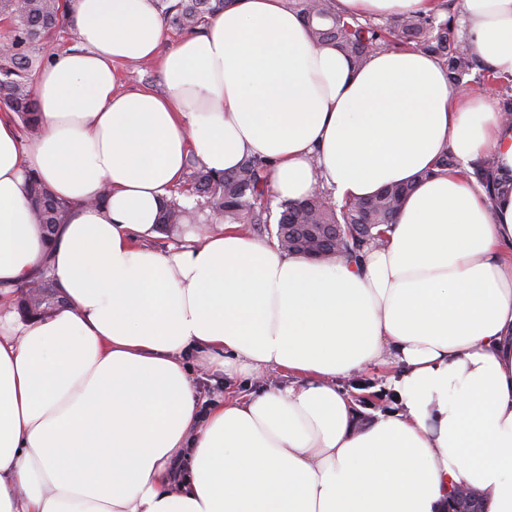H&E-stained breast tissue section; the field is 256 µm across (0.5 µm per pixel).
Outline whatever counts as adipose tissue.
<instances>
[{"instance_id":"ef3b65f1","label":"adipose tissue","mask_w":512,"mask_h":512,"mask_svg":"<svg viewBox=\"0 0 512 512\" xmlns=\"http://www.w3.org/2000/svg\"><path fill=\"white\" fill-rule=\"evenodd\" d=\"M67 11L83 49L36 73L39 136L0 114V512H448L455 485L512 512V191L471 175L489 155L512 175L499 101L418 50L353 67L286 0H235L166 53L154 0ZM459 21L512 79V0H462ZM119 62L158 63L162 91L121 88ZM444 148L459 164L438 171ZM192 155L265 159L282 200L416 187L358 263L237 224L148 249ZM31 173L72 204L49 243ZM44 265L71 304L16 321L7 294ZM378 367L393 403L369 414L343 382ZM199 369L227 394L202 404Z\"/></svg>"}]
</instances>
